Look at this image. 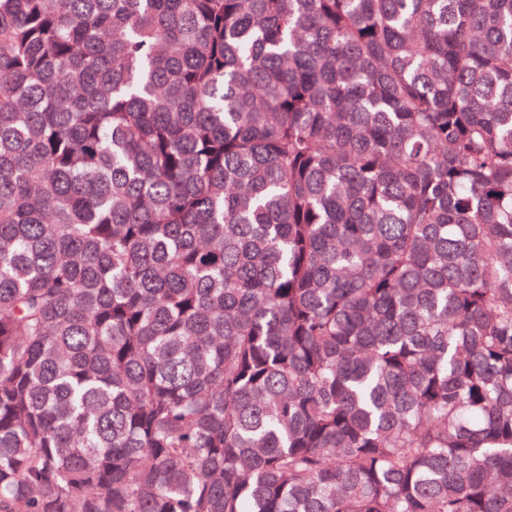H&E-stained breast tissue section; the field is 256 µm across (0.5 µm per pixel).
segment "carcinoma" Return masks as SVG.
Returning a JSON list of instances; mask_svg holds the SVG:
<instances>
[{"label": "carcinoma", "instance_id": "cac0c4a2", "mask_svg": "<svg viewBox=\"0 0 512 512\" xmlns=\"http://www.w3.org/2000/svg\"><path fill=\"white\" fill-rule=\"evenodd\" d=\"M0 512H512V0H0Z\"/></svg>", "mask_w": 512, "mask_h": 512}]
</instances>
